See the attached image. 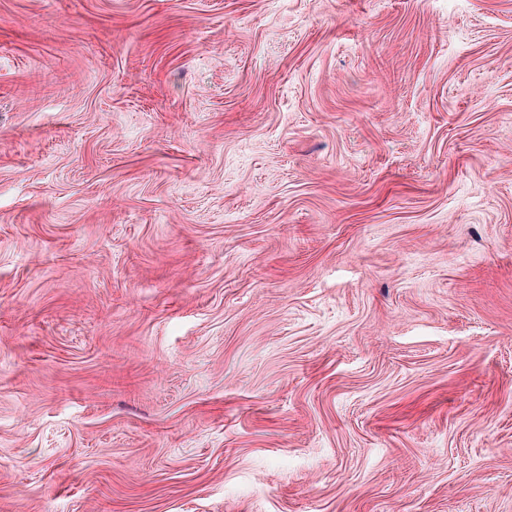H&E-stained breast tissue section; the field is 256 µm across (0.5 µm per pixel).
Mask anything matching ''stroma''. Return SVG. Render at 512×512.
Returning <instances> with one entry per match:
<instances>
[{"label":"stroma","instance_id":"stroma-1","mask_svg":"<svg viewBox=\"0 0 512 512\" xmlns=\"http://www.w3.org/2000/svg\"><path fill=\"white\" fill-rule=\"evenodd\" d=\"M0 512H512V0H0Z\"/></svg>","mask_w":512,"mask_h":512}]
</instances>
